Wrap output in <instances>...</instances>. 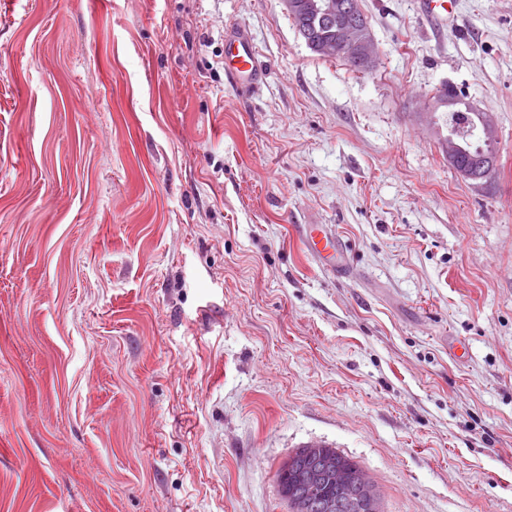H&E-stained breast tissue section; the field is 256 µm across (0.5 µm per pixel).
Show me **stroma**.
Wrapping results in <instances>:
<instances>
[{"label":"stroma","mask_w":512,"mask_h":512,"mask_svg":"<svg viewBox=\"0 0 512 512\" xmlns=\"http://www.w3.org/2000/svg\"><path fill=\"white\" fill-rule=\"evenodd\" d=\"M362 7L369 72L281 0H0V512H288L316 440L383 512H512V0ZM443 84L495 119L485 184ZM426 1L421 7L423 18L432 23L448 21V15L452 14L453 0H420ZM224 75L241 96L264 82L266 73L257 63V48L249 30L242 25L224 29ZM307 235V248L333 272L345 273L348 269L345 249L337 237L323 230L320 224H311Z\"/></svg>","instance_id":"obj_1"}]
</instances>
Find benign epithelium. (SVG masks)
<instances>
[{
    "label": "benign epithelium",
    "mask_w": 512,
    "mask_h": 512,
    "mask_svg": "<svg viewBox=\"0 0 512 512\" xmlns=\"http://www.w3.org/2000/svg\"><path fill=\"white\" fill-rule=\"evenodd\" d=\"M289 15L297 14L299 7L317 15L336 16L339 21L336 41L319 40L304 31L305 44L321 57L346 55L360 70L373 67L377 48L369 21L357 12L355 0H282ZM496 167L490 157L481 159L466 177L477 182L489 178ZM330 476L336 485V499L316 495V486ZM295 484L301 489L299 497L290 499L292 512H381L379 493L366 473L357 467H341L328 459L318 458L295 473Z\"/></svg>",
    "instance_id": "1"
}]
</instances>
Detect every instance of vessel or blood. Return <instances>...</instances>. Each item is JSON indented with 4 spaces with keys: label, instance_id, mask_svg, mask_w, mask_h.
<instances>
[{
    "label": "vessel or blood",
    "instance_id": "1",
    "mask_svg": "<svg viewBox=\"0 0 512 512\" xmlns=\"http://www.w3.org/2000/svg\"><path fill=\"white\" fill-rule=\"evenodd\" d=\"M452 4L453 0H424L422 16L433 23L445 22L452 13ZM224 74L232 88L242 96L250 94L266 78L265 71L257 63L254 39L242 25H231L224 30ZM306 244L309 252L331 271H347L342 243L322 226L310 227Z\"/></svg>",
    "mask_w": 512,
    "mask_h": 512
}]
</instances>
